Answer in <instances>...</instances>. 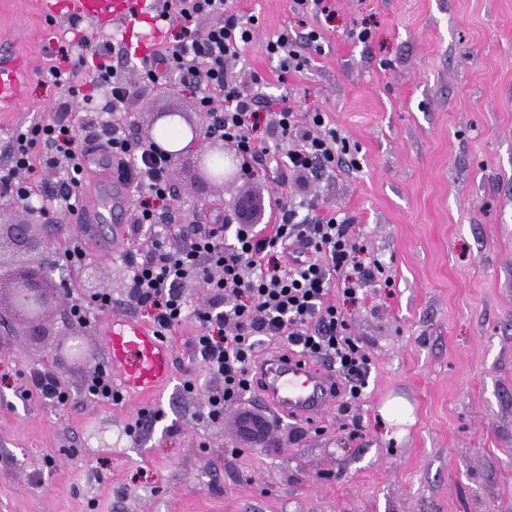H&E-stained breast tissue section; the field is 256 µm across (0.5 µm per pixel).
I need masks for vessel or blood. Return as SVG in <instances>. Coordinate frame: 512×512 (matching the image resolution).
<instances>
[{"label": "vessel or blood", "mask_w": 512, "mask_h": 512, "mask_svg": "<svg viewBox=\"0 0 512 512\" xmlns=\"http://www.w3.org/2000/svg\"><path fill=\"white\" fill-rule=\"evenodd\" d=\"M77 11L86 14L95 28L119 29L124 11H135L149 18L161 12L160 0H75ZM28 72L13 60L0 64V110L12 108L20 99ZM130 209V194L121 176L103 174L90 179L77 210L74 223L80 224L99 248L111 251L114 236L123 227L115 219ZM111 225V235H104V225ZM112 370V388L121 396L148 399L155 397L168 383L171 355L168 343L150 325L127 318L107 320L101 330ZM258 399L293 420L310 424L323 418L336 401V380L332 374L319 372L288 353H275L267 359Z\"/></svg>", "instance_id": "obj_1"}]
</instances>
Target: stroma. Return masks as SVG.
<instances>
[{"instance_id": "stroma-1", "label": "stroma", "mask_w": 512, "mask_h": 512, "mask_svg": "<svg viewBox=\"0 0 512 512\" xmlns=\"http://www.w3.org/2000/svg\"><path fill=\"white\" fill-rule=\"evenodd\" d=\"M236 6L258 19L239 73L248 92L325 113L355 155L318 176H289L283 190L262 174L204 194L182 156L168 175L175 219L212 223L244 195L266 219L270 199L295 203L306 186L321 207L353 217L364 258L380 269L365 299L331 300L365 342V397L338 395L316 425L250 399L274 448L241 431L238 409L200 420V394L224 382L194 357L189 318L168 336L172 380L152 404L153 426L127 439L142 401L105 403L86 389L91 366L107 363L96 323L85 326L87 362L55 364L62 313L88 296L83 268L62 261L83 234L67 211H51L37 231L65 288L48 334L26 339L0 317V512H512V0H335L329 16L299 13L292 0ZM72 25L113 44L86 17L66 11L52 23L36 0H0V58L21 57L30 72L22 101L0 112V161L18 125L52 116L61 91L47 77V48ZM313 28L322 39L303 47L304 70L266 55L269 36ZM255 73L263 84L252 85ZM196 107L177 81L140 85L131 132L143 137L154 113ZM152 234L123 235L115 257L87 252L113 312L139 322L123 254ZM35 374L56 377L67 404L21 397ZM187 379L196 393L183 391ZM395 398L411 415L391 426L381 411Z\"/></svg>"}]
</instances>
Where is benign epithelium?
I'll list each match as a JSON object with an SVG mask.
<instances>
[{
	"label": "benign epithelium",
	"instance_id": "obj_1",
	"mask_svg": "<svg viewBox=\"0 0 512 512\" xmlns=\"http://www.w3.org/2000/svg\"><path fill=\"white\" fill-rule=\"evenodd\" d=\"M178 117L184 121L191 134L190 144L200 141L203 128L183 112L169 110L154 113L153 121ZM239 180L233 160L224 151V143L212 140V145L198 150L194 161V182L202 187L232 186ZM45 251V242L34 234V223L19 222L0 224V267L8 264L14 273L7 280L0 279V291L6 289L11 296V306L21 316L19 331L24 336L44 333L47 310L54 300L60 299L62 284L55 281L53 270L38 261ZM56 361L60 366L87 360L81 334L73 329L57 344Z\"/></svg>",
	"mask_w": 512,
	"mask_h": 512
}]
</instances>
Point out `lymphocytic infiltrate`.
<instances>
[{
    "label": "lymphocytic infiltrate",
    "mask_w": 512,
    "mask_h": 512,
    "mask_svg": "<svg viewBox=\"0 0 512 512\" xmlns=\"http://www.w3.org/2000/svg\"><path fill=\"white\" fill-rule=\"evenodd\" d=\"M163 16L174 33L160 50L140 58L136 81H120L105 53L78 40L82 52L59 47L58 62L48 77L63 97L54 119L18 126L7 159L0 165V198L26 202L36 165L62 169L63 179L48 187L42 199L65 210L77 205L84 186L90 149L122 156L124 175L135 201L131 235L161 223L174 194L166 179L171 159L159 148L133 139L130 126L105 120L108 112L128 111L139 85L179 79L194 89L207 133L219 134L234 146L241 174L255 176L261 157L276 155L282 142L295 149L286 154L291 171H328L347 142L321 112H299L287 99L276 103L270 123L259 126L256 102L237 80V67L256 33V20L244 17L229 0H167ZM208 18L198 27L199 18ZM318 30L293 38L280 32L268 39L266 52L286 66L303 69L307 59L299 43L318 45ZM110 90L108 100L96 101V89ZM81 102L80 122H72L74 102ZM313 211L299 218V209ZM232 240H225L226 228ZM180 249L165 245L164 235L127 253L128 297L151 311L160 335H168L187 316L199 324L191 341L194 355L209 373L224 381L219 392L200 399L199 415L211 422L223 419L230 407L251 397L259 383L255 365L262 342L282 341L287 352L331 366L346 380L348 399L357 400L366 386L369 359L352 336L341 305L330 303L331 292L344 302L363 299L371 285L369 271L355 259L360 235L350 218L328 208L318 210L314 197L299 204H279L268 231L247 219L225 217L220 224L178 228ZM196 278L206 307L188 310L181 288Z\"/></svg>",
    "instance_id": "obj_1"
}]
</instances>
